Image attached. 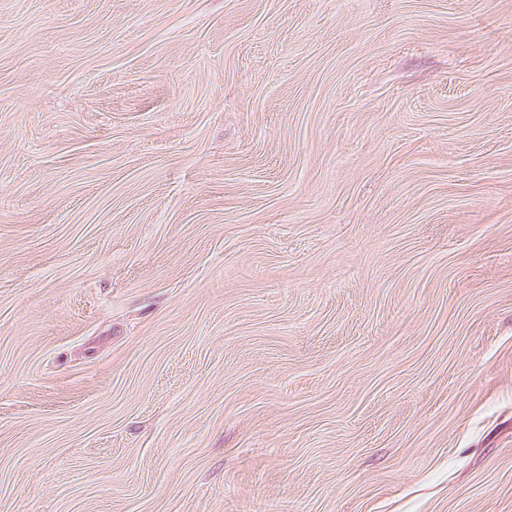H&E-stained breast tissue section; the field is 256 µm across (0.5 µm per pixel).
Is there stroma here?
Wrapping results in <instances>:
<instances>
[{"label":"stroma","mask_w":512,"mask_h":512,"mask_svg":"<svg viewBox=\"0 0 512 512\" xmlns=\"http://www.w3.org/2000/svg\"><path fill=\"white\" fill-rule=\"evenodd\" d=\"M0 512H512V0H0Z\"/></svg>","instance_id":"1"}]
</instances>
